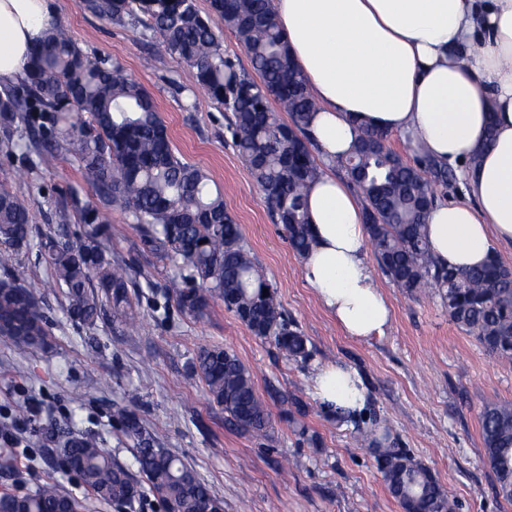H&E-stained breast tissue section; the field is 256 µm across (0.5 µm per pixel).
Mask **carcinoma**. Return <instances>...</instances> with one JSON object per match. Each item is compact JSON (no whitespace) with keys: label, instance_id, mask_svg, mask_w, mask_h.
Listing matches in <instances>:
<instances>
[{"label":"carcinoma","instance_id":"obj_1","mask_svg":"<svg viewBox=\"0 0 512 512\" xmlns=\"http://www.w3.org/2000/svg\"><path fill=\"white\" fill-rule=\"evenodd\" d=\"M91 14L116 23L143 24L161 47L195 69L197 84L230 113L228 130L238 154L259 184L274 223L294 253L312 242L308 184L320 174L305 137L316 104L304 76L291 62L267 0H209L203 14L196 0H79ZM232 30L253 73L224 55L219 25ZM287 112L284 122L271 106ZM32 132L42 154L74 159L107 208L126 212L143 242L167 260V288L179 308L202 315L211 300L224 306L256 336L274 342L290 359H307V339L283 312L273 285L257 266L239 224L212 193L207 173L175 155L154 99L118 65L85 53L58 24L35 50L26 78L0 94V156L17 158L21 128ZM361 194L381 270L410 294L431 288L450 320L491 356L512 361V268L496 256L483 267L459 270L434 262L425 234L434 202L431 183L394 151L388 136L365 130L344 161ZM73 207L84 233L57 232L41 239L47 264L41 286L65 289L66 312L76 325L92 327L109 315L136 322L130 278L106 256V213ZM30 200L0 189V336L21 351L42 344L48 319L34 292L20 283L22 254L33 233ZM194 369L211 400L239 430L265 436L270 412L248 368L237 355L214 346L198 352ZM116 423L137 441L142 484L98 441L63 442L65 463L95 497L135 512L151 493L165 512H223L196 472L155 446L137 415L119 409ZM484 463L497 493L512 503V403L488 402L480 412ZM386 489L403 512H456L455 501L431 470L404 448L377 449ZM82 504L53 482L31 494H0V512H80Z\"/></svg>","mask_w":512,"mask_h":512}]
</instances>
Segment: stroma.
<instances>
[{"instance_id": "1", "label": "stroma", "mask_w": 512, "mask_h": 512, "mask_svg": "<svg viewBox=\"0 0 512 512\" xmlns=\"http://www.w3.org/2000/svg\"><path fill=\"white\" fill-rule=\"evenodd\" d=\"M58 21L84 52L119 64L154 98L176 154L223 191L285 314L307 336L310 355L288 359L221 300L200 317L181 311L167 290L171 268L120 210L109 215L107 255L144 273L134 290L136 327L109 319L90 329L75 326L62 290L41 289L46 264L31 244L23 258L26 279L48 319L49 343L23 352L0 337V424L15 427L13 443L0 440V458L12 459L0 469V493L22 495L53 482L81 501L83 512H119L93 497L38 430L55 425L73 437H95L134 473L136 442L113 419L124 407L135 411L157 447L196 471L224 512H402L360 438V429L370 427L388 430L395 447L425 464L457 501V512H512L483 462L479 422L484 403L512 402V363L489 356L457 328L435 292L397 288L372 253L367 262L393 319L383 335L346 336L305 283L300 256L273 223L233 145L226 112L197 85L194 69L166 54L150 30L99 19L77 0H58ZM0 187L32 199L42 232L58 229L65 202H97L76 163L61 156L30 168L0 159ZM212 346L233 351L252 372L271 413L268 436L229 423L191 373L199 350ZM329 364L357 370L365 383L368 405L356 422L337 420L313 395V376Z\"/></svg>"}]
</instances>
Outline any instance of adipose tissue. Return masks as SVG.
I'll return each instance as SVG.
<instances>
[{
    "mask_svg": "<svg viewBox=\"0 0 512 512\" xmlns=\"http://www.w3.org/2000/svg\"><path fill=\"white\" fill-rule=\"evenodd\" d=\"M318 110L307 134L327 164L309 190L304 281L342 331L383 334L390 305L366 262L364 209L332 167L359 129L405 134L432 160L464 167V201L434 205L435 260L474 268L512 243V0H269ZM57 21L56 0H0V88L19 83ZM493 142H486V134ZM328 410L357 414L359 374L329 365L312 385Z\"/></svg>",
    "mask_w": 512,
    "mask_h": 512,
    "instance_id": "ef3b65f1",
    "label": "adipose tissue"
}]
</instances>
